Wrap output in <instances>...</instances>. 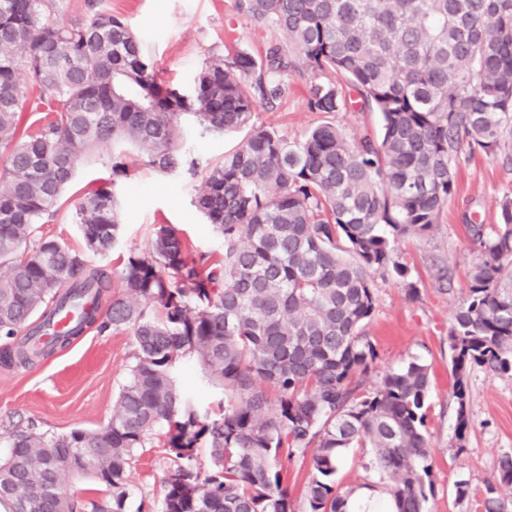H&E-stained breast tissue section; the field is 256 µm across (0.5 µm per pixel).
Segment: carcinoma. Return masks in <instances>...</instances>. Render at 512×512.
I'll return each instance as SVG.
<instances>
[{"instance_id": "1", "label": "carcinoma", "mask_w": 512, "mask_h": 512, "mask_svg": "<svg viewBox=\"0 0 512 512\" xmlns=\"http://www.w3.org/2000/svg\"><path fill=\"white\" fill-rule=\"evenodd\" d=\"M237 15L281 38L256 58L212 53L182 92L158 82L136 34L98 12L66 25L50 0H0V358L25 368L87 328L127 332L135 362L97 430L9 435L0 512L18 497L36 512H128L138 452L165 429L169 466L161 512H294L288 465L308 470L306 512H350L334 476L347 448H370L391 512H426L432 491L426 429L429 366L412 361L363 390L377 359L364 327L375 309L370 272L405 267L398 238L439 223L463 154L497 155L512 141V0H234ZM307 76L305 106L378 112L380 138L351 146L324 122L297 138L250 126L283 96V76ZM42 113L19 132L24 108ZM209 132L248 129L209 164L197 205L223 238L216 260L191 256L158 225L113 273L89 256L112 250L120 213L100 187L71 202L84 249L39 232L76 168L128 174L127 150L172 174L188 161L184 115ZM480 255L448 331L456 435L469 425L467 374L512 373V196L497 224L467 225ZM117 282L105 313V293ZM64 313L70 327L41 344L16 342ZM193 358L219 391L218 411L185 399L175 371ZM210 449L200 475L195 449ZM65 473L105 496L75 499ZM512 454L485 487L484 512H504Z\"/></svg>"}]
</instances>
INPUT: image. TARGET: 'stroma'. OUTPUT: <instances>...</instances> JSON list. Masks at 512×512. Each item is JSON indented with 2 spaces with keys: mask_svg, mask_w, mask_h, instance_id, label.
I'll list each match as a JSON object with an SVG mask.
<instances>
[{
  "mask_svg": "<svg viewBox=\"0 0 512 512\" xmlns=\"http://www.w3.org/2000/svg\"><path fill=\"white\" fill-rule=\"evenodd\" d=\"M53 13L64 23L88 20L98 11L124 20L138 35L145 57L161 84L180 88L190 83L208 56L223 46L262 55L267 44L279 39L276 30L239 18L234 0H53ZM285 92L274 106H262L252 122L288 137L302 135L324 122L336 124L350 143L378 137L379 113L354 107L323 114L305 107L306 80L285 76ZM244 132L218 135L206 132L191 117L182 119V148L199 166L219 159L236 147ZM129 169L114 188L122 215V232L106 256L92 262L119 269L130 252L145 249L156 225L178 227L194 252L220 255L223 239L195 206L202 186L198 173L165 175L144 166L143 153L129 152ZM109 178L97 164L78 167L66 192V203L44 225L45 233L81 246L69 202L81 191L102 185ZM456 190L440 224L423 234H409L395 245L394 258L406 268L372 275L375 310L365 326L378 357L363 377L365 388H376L392 369L417 360L430 367L431 389L427 431L434 493L428 512H483L485 485L500 457L512 454V375H492L474 368L468 375L469 427L464 439L456 437L454 378L448 330L455 309L468 288L467 274L477 262L466 226L469 221L495 224L500 202L512 194V159L506 155H463L456 168ZM135 344L125 332L87 329L67 347L38 359L26 368L0 363V460L10 453L8 432L35 424L55 434L74 428L95 429L107 422L134 362ZM181 392L201 407L216 408L219 400L194 361L176 371ZM163 435L141 450L130 476L133 494L129 512L141 501L161 512L167 460ZM469 483V496L458 500L457 481ZM336 487L365 505L390 501L373 467L370 449L350 448L336 473Z\"/></svg>",
  "mask_w": 512,
  "mask_h": 512,
  "instance_id": "1",
  "label": "stroma"
}]
</instances>
